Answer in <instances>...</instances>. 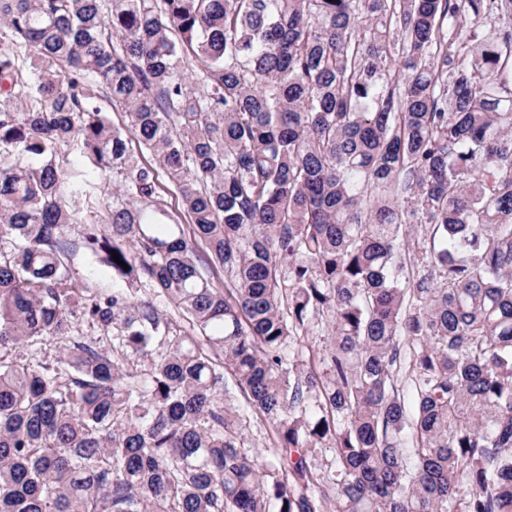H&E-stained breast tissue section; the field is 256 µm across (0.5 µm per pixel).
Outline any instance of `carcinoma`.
Wrapping results in <instances>:
<instances>
[{"label": "carcinoma", "instance_id": "carcinoma-1", "mask_svg": "<svg viewBox=\"0 0 512 512\" xmlns=\"http://www.w3.org/2000/svg\"><path fill=\"white\" fill-rule=\"evenodd\" d=\"M0 512H512V0H0ZM270 438L269 426L265 423H255L247 432L244 447L257 454H266V451L271 446Z\"/></svg>", "mask_w": 512, "mask_h": 512}]
</instances>
